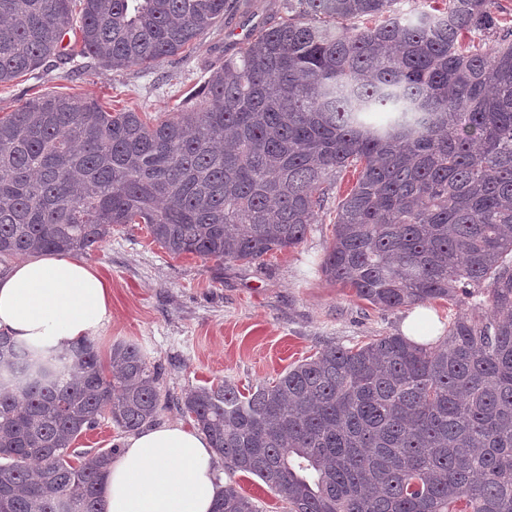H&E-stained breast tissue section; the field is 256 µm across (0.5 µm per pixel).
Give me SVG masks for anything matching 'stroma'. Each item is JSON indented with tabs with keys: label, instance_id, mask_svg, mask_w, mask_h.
I'll return each instance as SVG.
<instances>
[{
	"label": "stroma",
	"instance_id": "1",
	"mask_svg": "<svg viewBox=\"0 0 512 512\" xmlns=\"http://www.w3.org/2000/svg\"><path fill=\"white\" fill-rule=\"evenodd\" d=\"M287 14L288 0H249L248 11L225 16L193 49L148 67L113 70L87 57L51 60L0 86V116L53 93L93 96L155 122L198 93L225 56L242 48L239 29L271 26ZM336 204L329 197L297 248L269 253L255 265L171 256L142 224L113 231L86 256L112 285V318L94 335L101 359L109 361L113 344L128 342L159 366L157 424L192 425L180 403L196 387L222 380L242 389L268 383L324 347L399 333L409 308L376 309L320 272ZM217 476L240 488L259 512H288L286 501L255 477L223 466Z\"/></svg>",
	"mask_w": 512,
	"mask_h": 512
}]
</instances>
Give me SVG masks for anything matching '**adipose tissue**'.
Returning a JSON list of instances; mask_svg holds the SVG:
<instances>
[{
  "instance_id": "1",
  "label": "adipose tissue",
  "mask_w": 512,
  "mask_h": 512,
  "mask_svg": "<svg viewBox=\"0 0 512 512\" xmlns=\"http://www.w3.org/2000/svg\"><path fill=\"white\" fill-rule=\"evenodd\" d=\"M112 285L89 264L46 254L0 274V334L64 350L112 317ZM216 455L201 431L184 423L128 434L103 481L104 512H211L223 487Z\"/></svg>"
}]
</instances>
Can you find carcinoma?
<instances>
[{"mask_svg": "<svg viewBox=\"0 0 512 512\" xmlns=\"http://www.w3.org/2000/svg\"><path fill=\"white\" fill-rule=\"evenodd\" d=\"M441 2L406 19L399 0H288L152 125L57 94L0 117V260L84 255L146 224L173 256L253 264L298 247L351 171L326 280L382 310L469 305L434 344L327 346L246 394L184 397L224 466L289 512H512V35L472 40L500 28L499 0ZM231 7L0 0V85L75 55L147 67ZM110 363L89 337L54 351L0 336V512H103L114 449L73 443L106 412L130 432L160 408L136 346ZM212 512L259 509L228 484Z\"/></svg>", "mask_w": 512, "mask_h": 512, "instance_id": "obj_1", "label": "carcinoma"}]
</instances>
